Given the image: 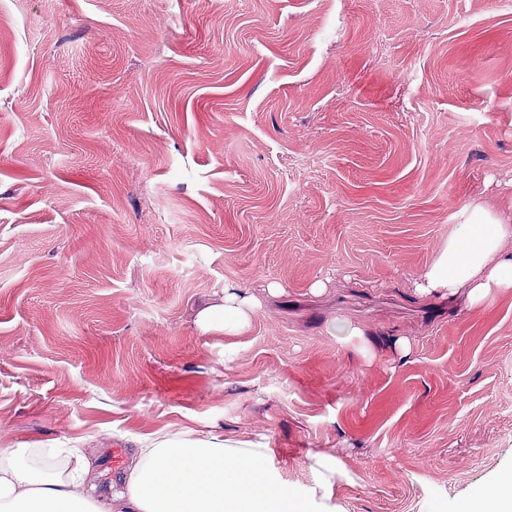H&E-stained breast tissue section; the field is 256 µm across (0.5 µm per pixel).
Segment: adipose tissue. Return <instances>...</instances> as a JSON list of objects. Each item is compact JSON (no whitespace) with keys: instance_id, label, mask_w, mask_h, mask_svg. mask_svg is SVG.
I'll return each mask as SVG.
<instances>
[{"instance_id":"ef3b65f1","label":"adipose tissue","mask_w":512,"mask_h":512,"mask_svg":"<svg viewBox=\"0 0 512 512\" xmlns=\"http://www.w3.org/2000/svg\"><path fill=\"white\" fill-rule=\"evenodd\" d=\"M472 230L449 240L414 282L418 295L465 294L483 306L512 289V238L505 222L484 202L465 219ZM262 307L244 287L224 288L223 306L205 313V327L236 336ZM269 444L224 439L212 432L184 438L157 432L133 450L120 486L97 491L94 454L85 448H0V512H303L286 482L272 480Z\"/></svg>"}]
</instances>
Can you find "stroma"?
Instances as JSON below:
<instances>
[{"instance_id":"1","label":"stroma","mask_w":512,"mask_h":512,"mask_svg":"<svg viewBox=\"0 0 512 512\" xmlns=\"http://www.w3.org/2000/svg\"><path fill=\"white\" fill-rule=\"evenodd\" d=\"M479 200L512 220L500 0H0V448L213 428L307 512H460L512 475V289L412 282ZM261 307V299L244 287L224 285V305L206 312L202 324L224 330V336H238L250 327Z\"/></svg>"}]
</instances>
